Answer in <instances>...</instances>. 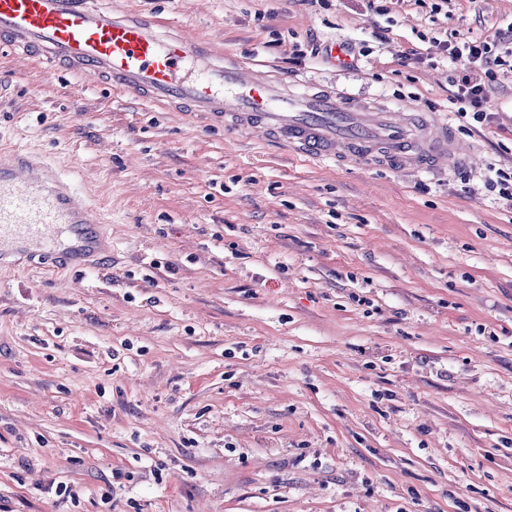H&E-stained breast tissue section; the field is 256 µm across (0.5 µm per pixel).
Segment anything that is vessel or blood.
<instances>
[{
	"instance_id": "1",
	"label": "vessel or blood",
	"mask_w": 512,
	"mask_h": 512,
	"mask_svg": "<svg viewBox=\"0 0 512 512\" xmlns=\"http://www.w3.org/2000/svg\"><path fill=\"white\" fill-rule=\"evenodd\" d=\"M0 47L98 77L131 97L179 102L314 159L356 162L379 153L399 170L470 159L434 117L347 104L324 90L294 94L270 75L226 63L211 43L163 33L156 20L96 0H0ZM99 222L33 153L0 157V260L35 254L83 266L101 249Z\"/></svg>"
}]
</instances>
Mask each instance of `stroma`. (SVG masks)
<instances>
[{
    "label": "stroma",
    "instance_id": "obj_1",
    "mask_svg": "<svg viewBox=\"0 0 512 512\" xmlns=\"http://www.w3.org/2000/svg\"><path fill=\"white\" fill-rule=\"evenodd\" d=\"M108 4L432 114L472 161L310 159L0 52V151L70 177L108 247L0 263V512H512V0ZM446 51L452 55L455 59H461L465 57V61L469 64L479 63L483 66H489L491 63L494 64V60L491 59L492 47L487 42L477 41H463L462 47L453 45L449 46L446 44ZM457 91L455 98L461 104H467L473 109V119L476 122L482 123L487 119V113L484 110V104L490 93V86L485 84L472 83L467 74H463L461 78L455 81Z\"/></svg>",
    "mask_w": 512,
    "mask_h": 512
}]
</instances>
